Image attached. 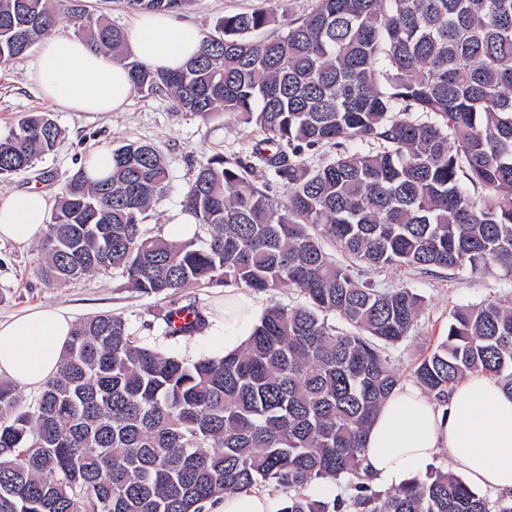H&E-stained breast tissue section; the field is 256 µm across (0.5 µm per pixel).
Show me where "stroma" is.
<instances>
[{
  "label": "stroma",
  "mask_w": 512,
  "mask_h": 512,
  "mask_svg": "<svg viewBox=\"0 0 512 512\" xmlns=\"http://www.w3.org/2000/svg\"><path fill=\"white\" fill-rule=\"evenodd\" d=\"M264 4L265 0H194L185 18L210 33L224 15ZM36 57L37 52L32 49L23 59L0 64V133L15 126L27 112L45 111L52 113L64 137L56 150L40 159L34 168L0 182V200L31 187L57 197L66 180L86 167L97 151L130 141L150 142L166 159L169 189L154 205L146 227L164 232L173 215L181 211L183 194L202 157L214 153L228 158L243 156L261 138L255 127L223 111L201 117L175 108L165 96L132 93L121 112H69L55 108L40 95L33 80ZM39 259L37 242L18 246L0 241L1 319L34 306L67 307L78 320L98 312L121 315L131 332L149 335L153 312L161 306V298L133 293L123 288L120 277L109 272L81 278L65 288H50L36 271ZM372 280L380 288H416L425 297L411 336L389 350L405 383L411 381L414 365L442 339L454 305L512 293V280L496 269L484 274H455L401 267L376 273Z\"/></svg>",
  "instance_id": "35a3bbf8"
}]
</instances>
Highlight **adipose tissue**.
Here are the masks:
<instances>
[{
	"mask_svg": "<svg viewBox=\"0 0 512 512\" xmlns=\"http://www.w3.org/2000/svg\"><path fill=\"white\" fill-rule=\"evenodd\" d=\"M201 28L170 13L139 16L127 46L140 62L176 70L199 51ZM35 80L44 96L73 112L122 110L133 87L126 68L87 42L65 35L40 48ZM52 207L38 190L17 191L0 201V240L29 244ZM261 306L256 297L224 295L225 356L251 336ZM75 319L58 307L0 320V377L38 389L54 376ZM447 455L453 468L477 487L512 494V393L496 380L471 374L439 404L420 387L395 389L382 404L366 438L365 466L374 483L397 487L425 474L431 460Z\"/></svg>",
	"mask_w": 512,
	"mask_h": 512,
	"instance_id": "obj_1",
	"label": "adipose tissue"
}]
</instances>
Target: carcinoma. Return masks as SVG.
I'll return each instance as SVG.
<instances>
[{"mask_svg":"<svg viewBox=\"0 0 512 512\" xmlns=\"http://www.w3.org/2000/svg\"><path fill=\"white\" fill-rule=\"evenodd\" d=\"M193 0H123L179 13ZM66 23L124 63L135 91L259 128L246 158L199 161L184 195L197 231L171 239L144 221L168 190L148 142L112 150V175L78 169L38 250L50 288L117 273L136 293L247 289L275 300L235 353L172 350L210 312L171 300L156 333L117 314L75 324L57 374L23 409L0 380V512H212L228 493L270 488L278 512H512L449 469L390 490L365 473V439L400 376L386 349L416 327L425 298L378 288L383 268L498 269L512 278V0H312L224 16L178 71L123 55L122 29L80 4L0 0V63ZM276 25L281 34L256 39ZM63 135L33 112L0 134V178L26 171ZM335 155L316 164L321 149ZM268 172L279 200L257 186ZM337 247L347 262L325 247ZM482 373L512 391V297L458 304L445 338L413 370L443 403ZM345 484L323 496L314 486Z\"/></svg>","mask_w":512,"mask_h":512,"instance_id":"obj_1","label":"carcinoma"}]
</instances>
